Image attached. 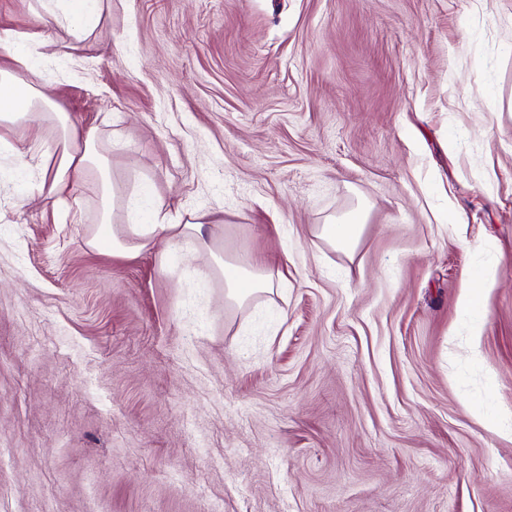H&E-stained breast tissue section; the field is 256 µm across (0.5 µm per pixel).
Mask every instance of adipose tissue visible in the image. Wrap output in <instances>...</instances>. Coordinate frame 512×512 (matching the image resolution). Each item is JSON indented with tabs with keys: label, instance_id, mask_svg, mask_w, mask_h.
Listing matches in <instances>:
<instances>
[{
	"label": "adipose tissue",
	"instance_id": "ef3b65f1",
	"mask_svg": "<svg viewBox=\"0 0 512 512\" xmlns=\"http://www.w3.org/2000/svg\"><path fill=\"white\" fill-rule=\"evenodd\" d=\"M41 6L48 22L78 39L91 35L102 15V0H41ZM0 45L12 47L15 63L14 69L0 70V126L7 127L22 120L28 109L48 108L52 102L38 82L42 58L40 39L27 32L0 30ZM18 98L25 99V108H16L14 101ZM56 118L64 130V139L61 145L47 147L45 152L46 157L54 159L55 168L29 184L28 197L62 196L71 180L94 169L100 176L102 230L90 239L93 248L123 255L142 251L159 236L174 248L188 236L201 235L203 226L200 222L175 224L158 210L154 211L153 221L149 224L113 223L115 187L110 170L94 165L95 132L79 136L64 113H57ZM224 269L225 297L235 304L243 303L257 292H273L277 286L272 272L251 265L244 257L225 262Z\"/></svg>",
	"mask_w": 512,
	"mask_h": 512
}]
</instances>
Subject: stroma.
<instances>
[{"label":"stroma","mask_w":512,"mask_h":512,"mask_svg":"<svg viewBox=\"0 0 512 512\" xmlns=\"http://www.w3.org/2000/svg\"><path fill=\"white\" fill-rule=\"evenodd\" d=\"M42 52L115 223L149 188L218 230L94 250L96 177L27 199L61 132L12 128L0 512H512V0H112ZM224 251L287 285L226 303ZM363 223V220H359L350 224H326L323 225L320 236L334 247L351 250L360 238Z\"/></svg>","instance_id":"1"}]
</instances>
